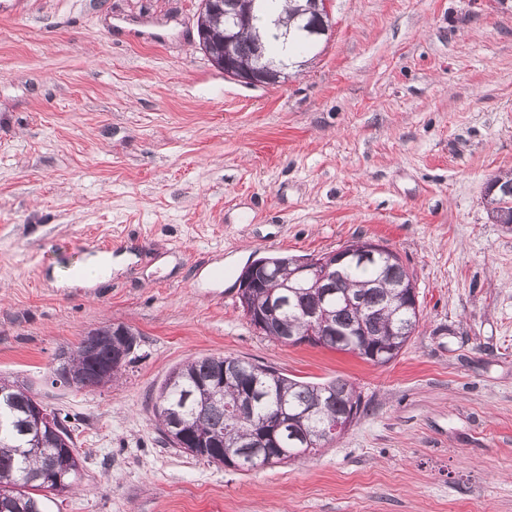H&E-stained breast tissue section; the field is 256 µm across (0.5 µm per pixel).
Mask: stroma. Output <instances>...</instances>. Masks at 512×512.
I'll use <instances>...</instances> for the list:
<instances>
[{
	"instance_id": "1",
	"label": "stroma",
	"mask_w": 512,
	"mask_h": 512,
	"mask_svg": "<svg viewBox=\"0 0 512 512\" xmlns=\"http://www.w3.org/2000/svg\"><path fill=\"white\" fill-rule=\"evenodd\" d=\"M199 0H0V377L71 417L80 488L48 512H512V0H333L287 84L214 68ZM396 252L421 321L377 366L259 333L245 266L356 240ZM133 254L91 287L88 256ZM138 333L114 385L51 384L90 329ZM238 357L365 408L297 462L240 471L163 444L179 364ZM501 182L498 183H488L487 186V192L490 191V193H495L499 187L501 186ZM489 197V205L492 207L491 212L494 214L497 210L505 208L510 209L512 208V196L511 197H505L501 192L500 189L497 193L493 195H487ZM511 204V207L509 205ZM492 219L497 224H505L507 227L512 226V212L508 211H500L496 212L494 215H492Z\"/></svg>"
}]
</instances>
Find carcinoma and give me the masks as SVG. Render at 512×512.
Returning a JSON list of instances; mask_svg holds the SVG:
<instances>
[{
  "mask_svg": "<svg viewBox=\"0 0 512 512\" xmlns=\"http://www.w3.org/2000/svg\"><path fill=\"white\" fill-rule=\"evenodd\" d=\"M306 0H284V6L274 21L273 28L263 36L260 29L267 26L268 16L277 8V0H257L253 23L237 30L234 54L244 64L254 59L253 52L262 47L264 60L274 65L272 50L278 42H288L296 52H315L321 42L306 31L309 17L305 15ZM230 22L224 18V0H208L197 19L199 44L209 51L216 64H224V28ZM411 275L396 261L389 262L380 255L365 261L348 264L338 270L332 286L326 314L321 325L328 329L335 325L341 335L324 334L319 346L344 352L359 349L358 356L376 365H385L395 359L414 332L419 322L414 309L401 299L400 281H409ZM280 306L274 317L271 339L281 336H305L307 321L303 307L312 303L310 291L290 293L282 287L275 292ZM366 329L369 337L357 335ZM78 354L58 365L61 374L81 378L93 387L99 374L112 362L116 351L114 342L103 333L98 339L88 338L76 345ZM236 372L223 373L222 364L214 356H205L183 363L173 369L159 388L155 406L158 429L164 442L168 425L179 420L188 424L193 434L207 440L206 460L221 451L225 444L231 453H239L237 469L250 471L259 468L249 458L253 431L248 425L230 422L229 408L244 400L251 387L258 389L253 412L257 418H273L283 408L296 419L287 423L277 434L284 453L307 455L309 445L305 435L325 430L331 423L350 412L358 415L362 406L361 394L346 380L314 384L289 378L276 370L240 361ZM224 378L223 395L214 399L192 397L196 384L211 378ZM3 396L12 398V407L0 405V512H47V503L75 489L72 479L65 478L67 487L55 492L47 481L50 466L56 460L71 459L78 448L68 449L49 439L38 450L24 447L34 421L28 409L35 394L27 387L0 380ZM224 433V442L217 434Z\"/></svg>",
  "mask_w": 512,
  "mask_h": 512,
  "instance_id": "obj_1",
  "label": "carcinoma"
}]
</instances>
